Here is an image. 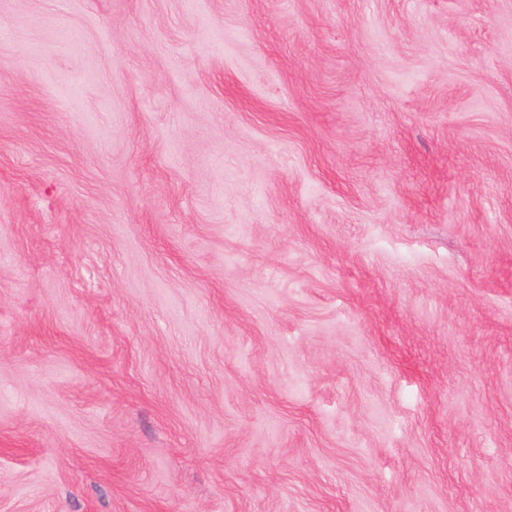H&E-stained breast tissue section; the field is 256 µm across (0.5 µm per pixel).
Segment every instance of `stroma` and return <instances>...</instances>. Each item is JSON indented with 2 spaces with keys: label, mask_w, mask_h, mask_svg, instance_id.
Masks as SVG:
<instances>
[{
  "label": "stroma",
  "mask_w": 512,
  "mask_h": 512,
  "mask_svg": "<svg viewBox=\"0 0 512 512\" xmlns=\"http://www.w3.org/2000/svg\"><path fill=\"white\" fill-rule=\"evenodd\" d=\"M0 512H512V0H0Z\"/></svg>",
  "instance_id": "obj_1"
}]
</instances>
